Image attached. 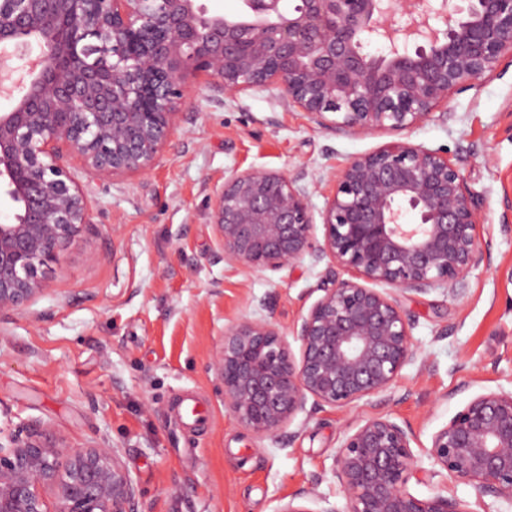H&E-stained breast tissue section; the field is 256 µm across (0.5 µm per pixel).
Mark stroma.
Masks as SVG:
<instances>
[{"label": "stroma", "mask_w": 512, "mask_h": 512, "mask_svg": "<svg viewBox=\"0 0 512 512\" xmlns=\"http://www.w3.org/2000/svg\"><path fill=\"white\" fill-rule=\"evenodd\" d=\"M443 109L396 136H360L316 125L274 87L225 98L194 84L154 168L116 178L107 193L91 186L92 222L47 270L45 293L0 314V430L42 423L72 447L118 449L138 512H277L310 486L340 510L336 451L349 425L383 414L416 437L411 492L474 500L426 449L469 399L512 390V62ZM395 138L447 150L478 200L487 255L461 298L398 294L417 360L387 393L347 411L306 409L279 438L257 437L225 409L211 361L241 319L292 334L330 263L225 264L208 198L232 171L266 168L298 176L317 215L349 161ZM184 399L208 404L210 419L190 426L177 410Z\"/></svg>", "instance_id": "35a3bbf8"}]
</instances>
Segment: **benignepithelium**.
Wrapping results in <instances>:
<instances>
[{
	"instance_id": "benign-epithelium-1",
	"label": "benign epithelium",
	"mask_w": 512,
	"mask_h": 512,
	"mask_svg": "<svg viewBox=\"0 0 512 512\" xmlns=\"http://www.w3.org/2000/svg\"><path fill=\"white\" fill-rule=\"evenodd\" d=\"M242 0L210 13L199 0H0V70L15 58L27 79L0 113V312L45 292L44 270L91 223L88 182L150 170L176 130L188 80L221 94L274 86L319 126L367 135L429 120L457 90L512 58V0ZM299 177L235 171L210 197L220 257L279 270L305 256L351 278L323 295L293 330L299 355L270 321L243 319L214 359L224 408L260 438L313 406L349 409L387 392L415 362L412 321L395 293L451 289L478 266L474 195L448 153L403 141L352 159L321 213L323 239ZM409 428L384 415L349 428L336 454L342 510L315 487L277 512H492L512 504V391L470 399L433 433L429 456L454 494L421 498ZM51 491L55 510L46 506ZM115 449L71 448L40 428L0 439V512H136Z\"/></svg>"
}]
</instances>
